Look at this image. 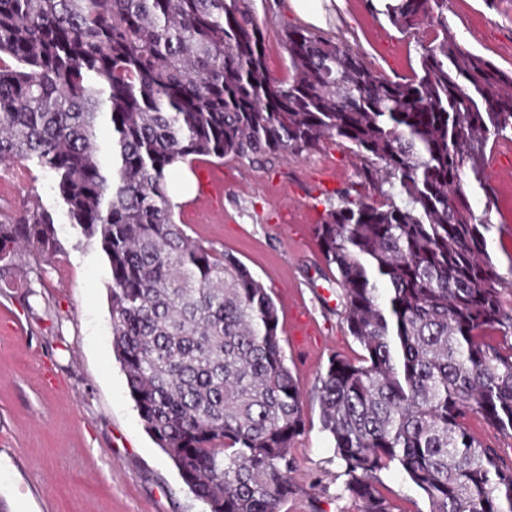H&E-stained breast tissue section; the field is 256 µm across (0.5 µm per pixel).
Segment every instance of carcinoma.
<instances>
[{
  "label": "carcinoma",
  "instance_id": "cac0c4a2",
  "mask_svg": "<svg viewBox=\"0 0 512 512\" xmlns=\"http://www.w3.org/2000/svg\"><path fill=\"white\" fill-rule=\"evenodd\" d=\"M382 2L400 29L443 31L408 79L299 28L283 34L288 79L271 77L251 0H0V166L51 173L70 223L98 242L129 394L209 512H280L303 402L274 301L175 223L170 171L325 141L385 198L345 191L316 228L366 352L319 377L345 491L361 512H390L376 482L394 464L430 512H512V467L463 423L473 414L512 437V308L487 250L484 167L489 141L512 132V72L448 36V0ZM56 248L39 207L0 221V262Z\"/></svg>",
  "mask_w": 512,
  "mask_h": 512
}]
</instances>
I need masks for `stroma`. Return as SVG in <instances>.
I'll list each match as a JSON object with an SVG mask.
<instances>
[{
    "label": "stroma",
    "mask_w": 512,
    "mask_h": 512,
    "mask_svg": "<svg viewBox=\"0 0 512 512\" xmlns=\"http://www.w3.org/2000/svg\"><path fill=\"white\" fill-rule=\"evenodd\" d=\"M288 2L252 0L268 71L283 80L291 63L282 35L302 24ZM380 8V0H331L315 32L346 41L388 79L409 77L420 68V42L436 30L400 31ZM448 32L512 71V0H448ZM484 166L495 198L488 251L512 282V138L487 149ZM193 168L196 179L220 174V193L195 192L174 219L191 239L232 253L264 286L302 394L305 429L291 449L297 491L281 512H359L321 428L317 387L332 356L357 360L364 350L347 332L336 271L314 234L341 191L360 182L357 161L328 142L303 157H203ZM35 203L53 214L59 247L47 259L21 254L0 271V500L8 512H208L130 397L112 348L109 273L97 242L70 224L52 174L32 162L0 168V220ZM378 489L391 512H428L398 467L379 472Z\"/></svg>",
    "instance_id": "35a3bbf8"
}]
</instances>
